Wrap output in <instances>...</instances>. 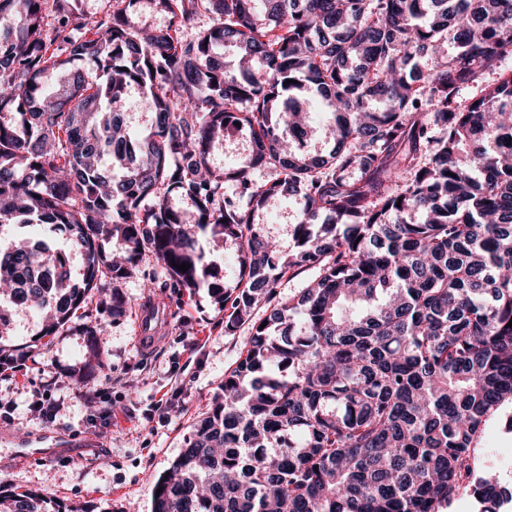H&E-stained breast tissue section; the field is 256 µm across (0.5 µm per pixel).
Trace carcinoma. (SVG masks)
Masks as SVG:
<instances>
[{
	"label": "carcinoma",
	"mask_w": 512,
	"mask_h": 512,
	"mask_svg": "<svg viewBox=\"0 0 512 512\" xmlns=\"http://www.w3.org/2000/svg\"><path fill=\"white\" fill-rule=\"evenodd\" d=\"M73 2L0 0V231L60 234L83 266L47 237L0 243V296L53 314L49 336L106 278L120 316L149 251L177 300L218 294L228 333L270 307L153 512H448L466 490L477 512H512L472 455L512 401V74L485 80L512 59V0H149L177 19L154 30L133 21L140 0H112L92 39ZM131 85L143 135L120 111ZM316 96L324 153L297 145ZM238 130L250 149L222 173L211 155ZM278 197L301 205L288 255L254 223ZM209 237L239 244L234 294L208 283ZM303 267L315 277L272 304ZM0 512L95 510L0 490ZM121 111L125 122L132 132L145 133L150 127V115L143 104V92L137 86H131L122 100Z\"/></svg>",
	"instance_id": "1"
}]
</instances>
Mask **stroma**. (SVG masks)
Here are the masks:
<instances>
[{"label":"stroma","instance_id":"stroma-1","mask_svg":"<svg viewBox=\"0 0 512 512\" xmlns=\"http://www.w3.org/2000/svg\"><path fill=\"white\" fill-rule=\"evenodd\" d=\"M296 200L279 199L256 215L261 234L282 252L295 249ZM218 285L234 292L239 281L236 242L204 240ZM164 269L145 254L119 288L127 300L119 317L104 314L103 296L92 293L72 321L55 335L39 337L32 314L12 313L9 342L19 369L0 379V399L11 402L9 420H0V488L38 491L98 512H152L156 481L186 447L224 375L238 361L251 335L250 323L224 332V308L202 288L166 317L150 350L136 341L145 281L162 287ZM102 319L105 333L89 349L85 328ZM98 391L112 408L110 423L98 422ZM58 405L54 421L38 419L31 406L41 395ZM57 438L50 454H38L42 436ZM500 453L512 458V404L504 403L486 422L474 450L477 459Z\"/></svg>","mask_w":512,"mask_h":512}]
</instances>
